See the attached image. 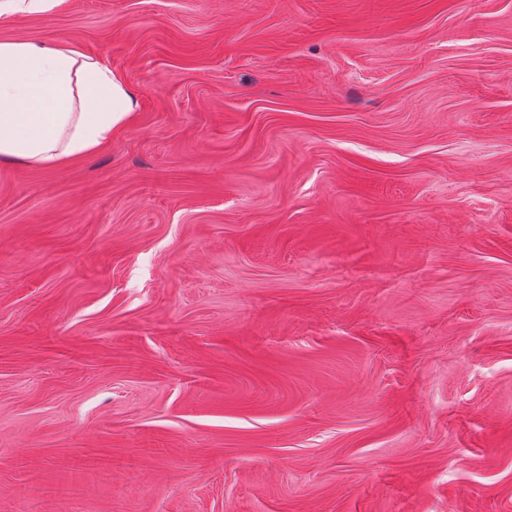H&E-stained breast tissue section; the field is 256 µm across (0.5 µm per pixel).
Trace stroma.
I'll return each instance as SVG.
<instances>
[{
    "instance_id": "1",
    "label": "stroma",
    "mask_w": 512,
    "mask_h": 512,
    "mask_svg": "<svg viewBox=\"0 0 512 512\" xmlns=\"http://www.w3.org/2000/svg\"><path fill=\"white\" fill-rule=\"evenodd\" d=\"M138 109L0 160V512H512V0H59Z\"/></svg>"
}]
</instances>
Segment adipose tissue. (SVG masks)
I'll return each instance as SVG.
<instances>
[{
	"mask_svg": "<svg viewBox=\"0 0 512 512\" xmlns=\"http://www.w3.org/2000/svg\"><path fill=\"white\" fill-rule=\"evenodd\" d=\"M137 108L129 84L101 57L0 41V159L60 166L108 145Z\"/></svg>",
	"mask_w": 512,
	"mask_h": 512,
	"instance_id": "1",
	"label": "adipose tissue"
}]
</instances>
